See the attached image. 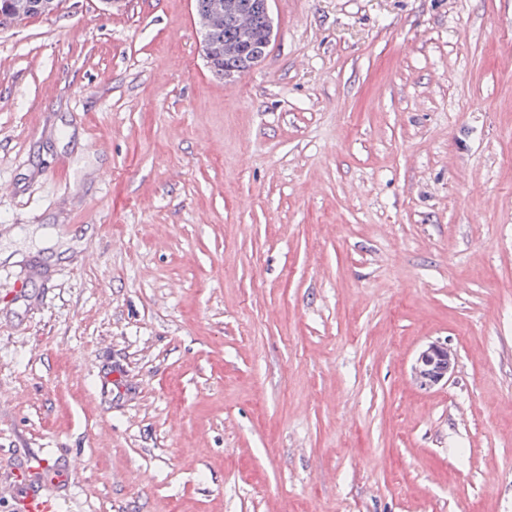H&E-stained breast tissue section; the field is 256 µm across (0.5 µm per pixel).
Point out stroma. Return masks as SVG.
Returning <instances> with one entry per match:
<instances>
[{
	"instance_id": "1",
	"label": "stroma",
	"mask_w": 512,
	"mask_h": 512,
	"mask_svg": "<svg viewBox=\"0 0 512 512\" xmlns=\"http://www.w3.org/2000/svg\"><path fill=\"white\" fill-rule=\"evenodd\" d=\"M269 6L0 27V512H512V0ZM264 2L265 0H228V4H234L233 8H225L220 14H215L211 9L212 0H195L199 23L200 18L204 17L209 26L207 45L219 43L222 46L221 52L212 53L211 58L206 59L216 77L234 78L266 55L270 42L267 31L269 3L267 15ZM243 15L249 22L246 30L242 28L240 21ZM245 34L247 37H244ZM457 353L448 342L435 340L422 347L411 368L413 381L423 389H430L448 380L455 368ZM12 486L14 493L20 499L23 512H51L54 504L50 497L34 489L30 485L25 472L19 471L13 477Z\"/></svg>"
}]
</instances>
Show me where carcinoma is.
<instances>
[{
	"label": "carcinoma",
	"mask_w": 512,
	"mask_h": 512,
	"mask_svg": "<svg viewBox=\"0 0 512 512\" xmlns=\"http://www.w3.org/2000/svg\"><path fill=\"white\" fill-rule=\"evenodd\" d=\"M28 2L26 17L53 13L59 0H0V13L13 11L21 2ZM230 10L219 14L212 11V0H195L197 17L205 18L209 26L208 45L218 43L222 51L207 60L220 79L233 78L262 59L269 46L268 15L265 0H228Z\"/></svg>",
	"instance_id": "cac0c4a2"
}]
</instances>
